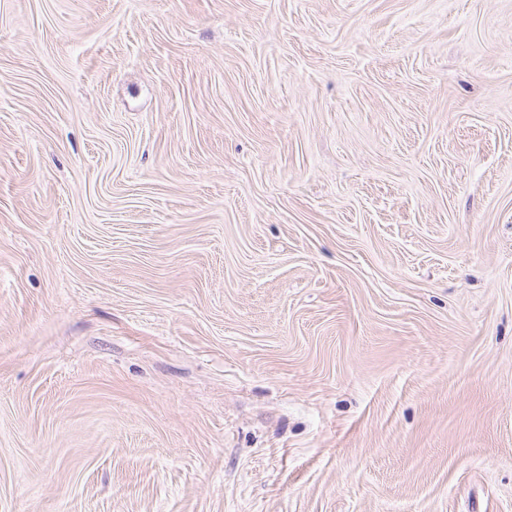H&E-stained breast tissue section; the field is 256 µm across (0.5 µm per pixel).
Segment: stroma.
Returning <instances> with one entry per match:
<instances>
[{"label":"stroma","instance_id":"35a3bbf8","mask_svg":"<svg viewBox=\"0 0 512 512\" xmlns=\"http://www.w3.org/2000/svg\"><path fill=\"white\" fill-rule=\"evenodd\" d=\"M0 512H512V0H0Z\"/></svg>","mask_w":512,"mask_h":512}]
</instances>
